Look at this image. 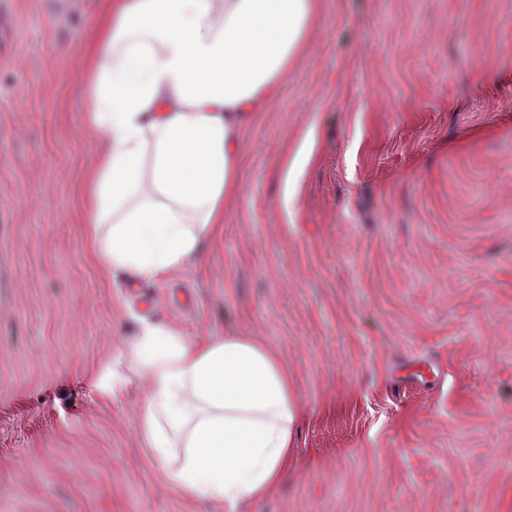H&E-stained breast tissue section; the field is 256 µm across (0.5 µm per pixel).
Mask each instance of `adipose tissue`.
<instances>
[{
  "label": "adipose tissue",
  "mask_w": 512,
  "mask_h": 512,
  "mask_svg": "<svg viewBox=\"0 0 512 512\" xmlns=\"http://www.w3.org/2000/svg\"><path fill=\"white\" fill-rule=\"evenodd\" d=\"M319 9L320 0H101L84 96L103 146L78 204L105 273L161 282L218 241L239 192V134L307 50ZM132 368L148 382L141 444L175 492L233 512L283 480L296 406L276 348L143 321L101 363L102 390L125 397Z\"/></svg>",
  "instance_id": "1"
}]
</instances>
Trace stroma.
<instances>
[{"instance_id":"stroma-1","label":"stroma","mask_w":512,"mask_h":512,"mask_svg":"<svg viewBox=\"0 0 512 512\" xmlns=\"http://www.w3.org/2000/svg\"><path fill=\"white\" fill-rule=\"evenodd\" d=\"M98 4L0 0V512H223L94 388L143 318L288 366V477L233 512H512V0H323L223 238L161 284L105 283L76 210ZM429 355L444 374L392 399Z\"/></svg>"}]
</instances>
